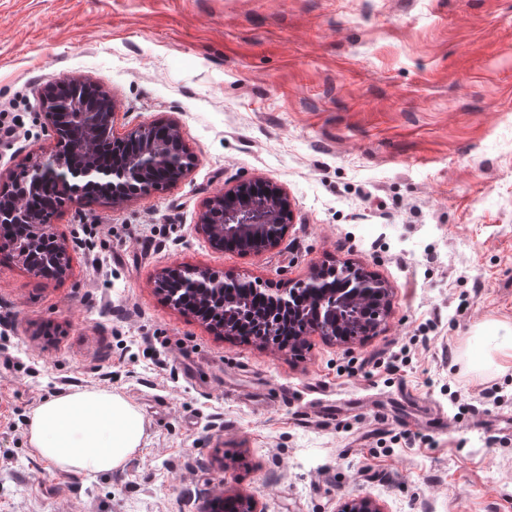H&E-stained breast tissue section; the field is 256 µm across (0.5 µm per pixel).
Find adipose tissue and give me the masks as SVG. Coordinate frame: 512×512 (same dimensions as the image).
<instances>
[{
    "label": "adipose tissue",
    "instance_id": "1",
    "mask_svg": "<svg viewBox=\"0 0 512 512\" xmlns=\"http://www.w3.org/2000/svg\"><path fill=\"white\" fill-rule=\"evenodd\" d=\"M144 425L121 395L77 389L44 401L29 419L37 456L77 474L110 472L138 450Z\"/></svg>",
    "mask_w": 512,
    "mask_h": 512
}]
</instances>
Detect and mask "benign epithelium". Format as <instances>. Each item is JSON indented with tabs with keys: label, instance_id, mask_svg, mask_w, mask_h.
I'll list each match as a JSON object with an SVG mask.
<instances>
[{
	"label": "benign epithelium",
	"instance_id": "obj_1",
	"mask_svg": "<svg viewBox=\"0 0 512 512\" xmlns=\"http://www.w3.org/2000/svg\"><path fill=\"white\" fill-rule=\"evenodd\" d=\"M39 110L55 135L57 150L30 162L21 173L9 176V181L19 190L13 196L0 197V229L22 226L26 237L19 243L11 237L0 236V248L14 250L27 267L32 253L37 250L44 253L54 265L52 275L57 277L68 270L70 256L66 243L58 239L48 224L52 205L48 203L41 209H34L26 204V198L40 193L48 184L61 190L65 198L85 206L103 199L116 205L185 177L194 165V156L183 144L176 123L171 122L163 129L147 124L134 127L115 140L112 164H102L92 155L91 146L101 136L112 133L114 103L106 94L100 102L88 104L72 97L60 98L51 92L42 97ZM263 186V190L255 191L252 186L243 184L210 197L200 214L198 231L217 248L229 243L245 244L255 253H263L279 246L288 233L291 200L279 185L267 181ZM338 272L347 279L341 304L353 307L369 298L380 300L368 322L358 320L355 323L362 337L376 333L386 323L391 289L378 277L349 264L315 267L306 279L289 288H260L252 281L224 278L201 268H185L176 273V288H164L169 280L167 273L158 278L157 286L160 292L171 293L169 299L175 305L182 293L219 301L224 311L220 329L227 336L235 335L237 321L244 316L260 325L261 335H276V324L265 321L261 314L246 315L243 309L236 307L240 298L253 293L292 315L295 335L302 338L318 335L345 342L349 337H337L334 333L338 310L331 309L324 319H313L294 306L300 294L314 305H321L328 280ZM338 512L384 510L372 496L354 493L343 499Z\"/></svg>",
	"mask_w": 512,
	"mask_h": 512
}]
</instances>
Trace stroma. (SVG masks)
Returning <instances> with one entry per match:
<instances>
[{
    "instance_id": "stroma-1",
    "label": "stroma",
    "mask_w": 512,
    "mask_h": 512,
    "mask_svg": "<svg viewBox=\"0 0 512 512\" xmlns=\"http://www.w3.org/2000/svg\"><path fill=\"white\" fill-rule=\"evenodd\" d=\"M70 77L114 136L176 122L198 158L126 204L59 207L58 278L0 251V512H512V0H0V172L55 142L36 105ZM288 193L273 251L216 248L207 199ZM350 262L391 288L374 336L296 350L217 334L154 280L200 267L284 288ZM142 416L123 468L35 456L28 420L69 390ZM337 512H384V510L371 495L354 493L343 499Z\"/></svg>"
}]
</instances>
